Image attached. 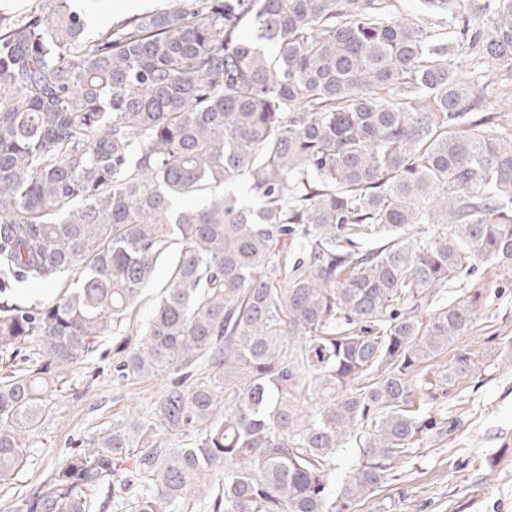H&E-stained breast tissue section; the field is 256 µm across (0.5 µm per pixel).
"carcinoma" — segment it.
I'll return each mask as SVG.
<instances>
[{"instance_id": "obj_1", "label": "carcinoma", "mask_w": 512, "mask_h": 512, "mask_svg": "<svg viewBox=\"0 0 512 512\" xmlns=\"http://www.w3.org/2000/svg\"><path fill=\"white\" fill-rule=\"evenodd\" d=\"M423 2L449 37L395 0H180L94 36L70 0L0 9V352H45L0 377V489L101 337L129 333L118 377H170L18 512H360L454 429L434 405L475 363L435 362L482 292L438 294L480 261L512 282V128L453 58L511 76L512 0ZM165 282H166L165 269L163 267H160L159 272L156 276V279H155L152 287L149 288V290L144 295L147 298L138 307L137 315L135 317V323H134L135 326L139 327L140 324H144L146 322V320L148 319L149 313H150L152 302L155 299L157 292L165 284Z\"/></svg>"}]
</instances>
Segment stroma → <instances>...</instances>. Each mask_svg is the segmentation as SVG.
Returning <instances> with one entry per match:
<instances>
[{
	"mask_svg": "<svg viewBox=\"0 0 512 512\" xmlns=\"http://www.w3.org/2000/svg\"><path fill=\"white\" fill-rule=\"evenodd\" d=\"M170 0H75L90 33ZM482 289V302L460 347L476 355L473 376L448 387L454 431L425 443L401 464L402 477L365 504L361 512H512V284L493 264L478 263L468 279L444 288L450 298ZM111 337L85 362L70 368L55 398L56 412L30 443L31 465L16 480L35 487L84 441L113 421L146 416L166 383L155 376L127 384L116 378Z\"/></svg>",
	"mask_w": 512,
	"mask_h": 512,
	"instance_id": "1",
	"label": "stroma"
}]
</instances>
